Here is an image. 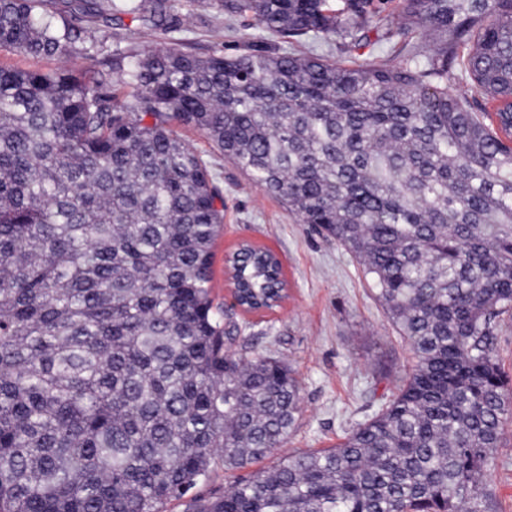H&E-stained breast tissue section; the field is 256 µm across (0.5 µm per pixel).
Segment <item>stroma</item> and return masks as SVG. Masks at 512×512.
<instances>
[{
    "mask_svg": "<svg viewBox=\"0 0 512 512\" xmlns=\"http://www.w3.org/2000/svg\"><path fill=\"white\" fill-rule=\"evenodd\" d=\"M178 30L165 33L129 16L101 27L96 37L113 46L144 50L178 40L203 55L226 56L254 48H278V41L251 15L196 8L171 0ZM296 52L339 62L398 64L403 54L386 41L350 51L345 41L305 38ZM182 140L203 159L224 198V226L212 252L211 296L227 295L225 258L242 243L272 250L288 284L281 307L260 313L234 312L240 333L232 346L246 358L274 356L289 366L301 388V412L286 451L332 448L358 422L370 418L409 373L414 355L397 334L361 267L335 240L301 224L287 207L255 185L198 130L181 129ZM490 476L502 512H512V419L506 420Z\"/></svg>",
    "mask_w": 512,
    "mask_h": 512,
    "instance_id": "1",
    "label": "stroma"
}]
</instances>
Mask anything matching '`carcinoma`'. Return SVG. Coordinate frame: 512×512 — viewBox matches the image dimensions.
Returning a JSON list of instances; mask_svg holds the SVG:
<instances>
[{"label":"carcinoma","instance_id":"carcinoma-1","mask_svg":"<svg viewBox=\"0 0 512 512\" xmlns=\"http://www.w3.org/2000/svg\"><path fill=\"white\" fill-rule=\"evenodd\" d=\"M282 42L360 49L374 0H193ZM389 66L189 43L72 71L0 65V512H165L224 465L283 447L300 388L226 350L214 304L223 196L179 136L202 132L361 265L416 363L334 448L290 452L191 512H499L512 387V0H402ZM170 28L167 0H0V49L86 58L99 23ZM469 85L448 92V64ZM484 98L493 111L478 113ZM244 307L284 296L249 244ZM496 351L506 374L512 377V318L497 331ZM497 466L490 476V484L495 490L503 512H512V419L504 423L499 448H496Z\"/></svg>","mask_w":512,"mask_h":512}]
</instances>
